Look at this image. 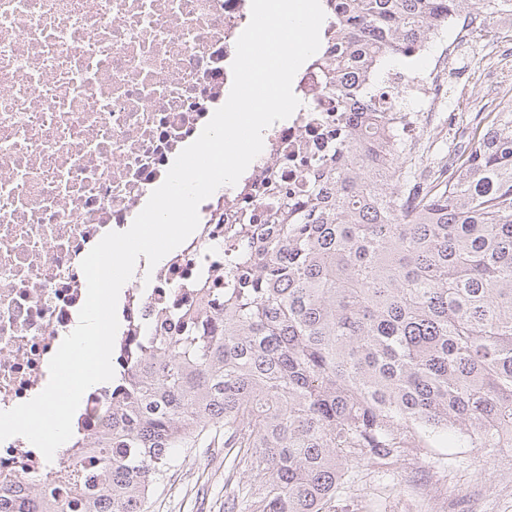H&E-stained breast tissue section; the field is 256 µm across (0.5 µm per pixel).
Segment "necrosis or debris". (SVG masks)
<instances>
[{
    "instance_id": "obj_1",
    "label": "necrosis or debris",
    "mask_w": 512,
    "mask_h": 512,
    "mask_svg": "<svg viewBox=\"0 0 512 512\" xmlns=\"http://www.w3.org/2000/svg\"><path fill=\"white\" fill-rule=\"evenodd\" d=\"M251 0H0V411L49 381V361L86 299L81 262L127 230L176 156L232 86ZM443 61L415 78L418 124L447 94ZM236 185L198 209L197 229L156 266L139 259L119 299L120 343L175 334L197 275L225 264L245 209L262 215L264 178L296 185L320 129L305 113L268 127ZM112 394H85L76 422L101 431ZM53 465L21 436L0 443V512H18Z\"/></svg>"
}]
</instances>
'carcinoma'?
<instances>
[{
	"mask_svg": "<svg viewBox=\"0 0 512 512\" xmlns=\"http://www.w3.org/2000/svg\"><path fill=\"white\" fill-rule=\"evenodd\" d=\"M321 151L304 193L272 181L232 263L195 285L175 336H143L112 382V420L71 439L98 483L79 512H149L177 455L224 435V512H335L353 466L388 467L430 442L512 448V112H489L451 163L407 134L392 79L450 15L512 0H324ZM72 471L22 508L58 512Z\"/></svg>",
	"mask_w": 512,
	"mask_h": 512,
	"instance_id": "carcinoma-1",
	"label": "carcinoma"
}]
</instances>
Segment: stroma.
<instances>
[{"instance_id":"35a3bbf8","label":"stroma","mask_w":512,"mask_h":512,"mask_svg":"<svg viewBox=\"0 0 512 512\" xmlns=\"http://www.w3.org/2000/svg\"><path fill=\"white\" fill-rule=\"evenodd\" d=\"M478 67L468 59L465 71L448 76L445 105L458 124L489 111L493 95L473 81ZM213 467L194 468L195 454L181 455L169 485L150 512H224V449L210 450ZM356 485L337 503V512H446L449 501H475L480 512H512V459L480 448L448 451L434 443L425 454H410L387 468L356 466Z\"/></svg>"}]
</instances>
